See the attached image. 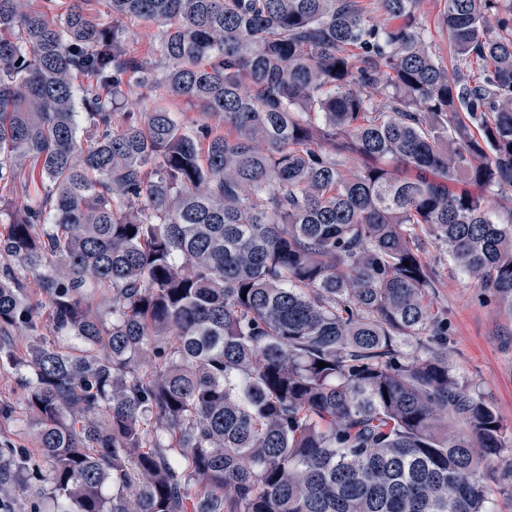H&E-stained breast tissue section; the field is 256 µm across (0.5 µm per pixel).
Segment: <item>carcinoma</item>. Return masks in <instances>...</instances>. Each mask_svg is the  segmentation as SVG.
Wrapping results in <instances>:
<instances>
[{
  "label": "carcinoma",
  "mask_w": 512,
  "mask_h": 512,
  "mask_svg": "<svg viewBox=\"0 0 512 512\" xmlns=\"http://www.w3.org/2000/svg\"><path fill=\"white\" fill-rule=\"evenodd\" d=\"M105 2L110 31L86 0L59 21L0 0V190L26 168L42 188L0 233V351L31 337L39 494L53 512H487L483 467L512 434L448 365L427 243L512 313V225L478 193L512 189V0H444L450 68L422 0H379L388 26L360 0ZM132 20L162 28L149 58L126 50ZM133 94L158 105L117 111ZM181 102L224 128L190 133ZM2 465L29 483L24 453Z\"/></svg>",
  "instance_id": "cac0c4a2"
}]
</instances>
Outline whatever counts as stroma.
I'll list each match as a JSON object with an SVG mask.
<instances>
[{
	"instance_id": "1",
	"label": "stroma",
	"mask_w": 512,
	"mask_h": 512,
	"mask_svg": "<svg viewBox=\"0 0 512 512\" xmlns=\"http://www.w3.org/2000/svg\"><path fill=\"white\" fill-rule=\"evenodd\" d=\"M428 252L440 284L429 304L448 320V362L460 379L477 383L508 429L512 430V315L484 301L475 281L462 275L437 245ZM22 367L0 358V448L26 449L32 463L42 464L20 378Z\"/></svg>"
}]
</instances>
